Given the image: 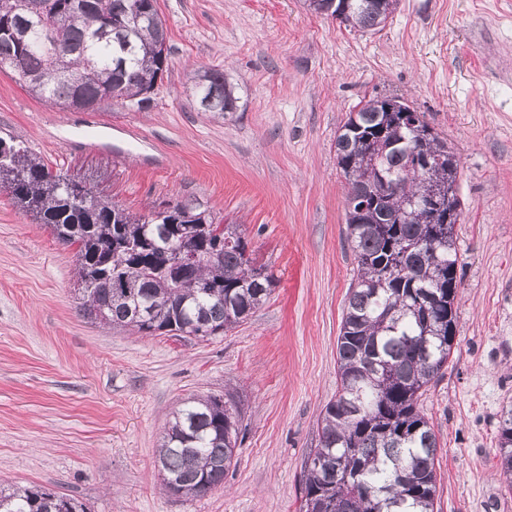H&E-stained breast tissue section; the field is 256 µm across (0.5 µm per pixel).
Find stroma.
<instances>
[{
    "instance_id": "stroma-1",
    "label": "stroma",
    "mask_w": 512,
    "mask_h": 512,
    "mask_svg": "<svg viewBox=\"0 0 512 512\" xmlns=\"http://www.w3.org/2000/svg\"><path fill=\"white\" fill-rule=\"evenodd\" d=\"M170 63L149 111L45 104L0 71V137L94 173L141 214L194 200L239 225L275 280L239 326L200 342L84 318L73 250L0 191V489L41 486L89 512H300L305 461L336 395V342L358 275L335 139L363 100L396 96L460 160L458 332L418 408L438 437L435 512H512L497 430L512 404V0H398L362 33L303 0H158ZM222 69L238 109L199 111ZM230 394L235 468L193 500L156 448L187 398ZM203 77L205 82L198 86L195 83L194 97L196 104L199 106V101L209 95L213 89L224 91V97L211 105L208 109L202 112H209L214 117L224 118L228 112H236L238 109V99L235 96L234 89L227 83L224 78V71L218 68H208L203 70Z\"/></svg>"
}]
</instances>
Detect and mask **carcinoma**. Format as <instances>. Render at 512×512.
Returning a JSON list of instances; mask_svg holds the SVG:
<instances>
[{
	"label": "carcinoma",
	"instance_id": "carcinoma-1",
	"mask_svg": "<svg viewBox=\"0 0 512 512\" xmlns=\"http://www.w3.org/2000/svg\"><path fill=\"white\" fill-rule=\"evenodd\" d=\"M0 0V71L16 63L39 100L68 109L78 103L151 107L154 83L169 67L166 20L157 0ZM342 23L362 32L382 28L376 0H347ZM51 28L62 62L50 61L42 31ZM195 101L224 97L207 112L238 109L224 71L208 68ZM385 98L360 102L336 132L345 178V238L359 268L337 339L336 397L321 415L319 439L306 460L302 512H434V427L417 407L423 388L448 363L457 332L459 258L448 224L409 200L427 186L414 153L440 159L432 178L448 181L459 159L436 132L384 111ZM396 182L387 190L385 183ZM0 189L14 205L73 248L76 300L84 317L138 333L173 332L202 340L245 322L268 299L274 278L255 266L238 232L220 230L192 202L134 214L87 177L53 169L15 137L0 138ZM187 259L172 264L183 244ZM512 405L502 410L497 466L512 488ZM239 413L231 400L185 401L163 432L157 467L163 489L195 498L224 483L234 465ZM0 512H86L73 497L47 488L0 490Z\"/></svg>",
	"mask_w": 512,
	"mask_h": 512
}]
</instances>
